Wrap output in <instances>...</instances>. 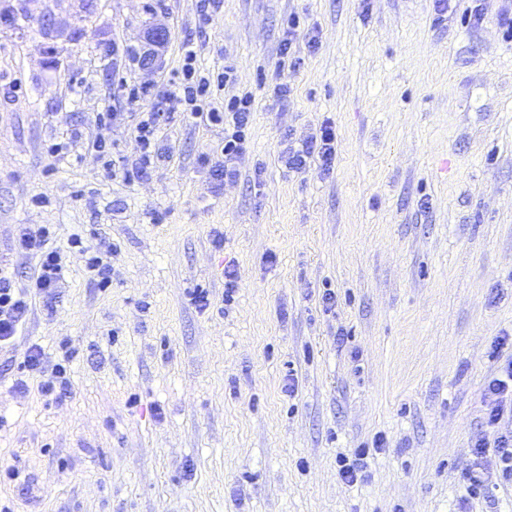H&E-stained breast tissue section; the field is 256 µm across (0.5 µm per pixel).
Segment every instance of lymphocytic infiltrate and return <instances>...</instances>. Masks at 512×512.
I'll list each match as a JSON object with an SVG mask.
<instances>
[{"label":"lymphocytic infiltrate","mask_w":512,"mask_h":512,"mask_svg":"<svg viewBox=\"0 0 512 512\" xmlns=\"http://www.w3.org/2000/svg\"><path fill=\"white\" fill-rule=\"evenodd\" d=\"M183 65L180 72L168 79L163 90L154 85L139 84L128 91L131 101L152 99V106L140 112L134 127V139L139 149L138 157L129 163H116L112 156V143L105 131L113 118L112 113H99L96 119L98 132L91 143L92 149L106 171H120L124 181L143 180L149 177L157 154L156 146L176 117L197 119L222 127L224 140L221 152L223 163L211 166L210 179L213 189H221L225 182L238 176L235 162L243 153L246 131L250 124L253 100L251 96H234L222 100L224 87L233 80L231 69H224L216 76L198 75L195 68L197 52L193 42L181 45ZM336 132L331 122H323L315 132L300 140L285 139L279 159L288 171L304 173L312 165L329 168L336 158ZM69 247L82 248L86 256V270L98 287L112 284V256L116 248L106 240L84 245L80 235L68 240ZM19 252L35 259L34 271L27 287H18L11 274L0 270V345L10 344L27 319L31 305L30 295H39L47 310H54L59 294L57 288L64 277V252L57 246L47 226L22 225L17 237ZM19 367L21 378L12 384L14 392L27 393L30 386L52 399L61 401L71 394V384L62 364H49L41 347L30 346ZM484 430L476 438L473 448L476 455L494 453L498 461V486H512V430L503 424L512 420V358L507 359L498 372L488 380L483 396Z\"/></svg>","instance_id":"f902f5d3"}]
</instances>
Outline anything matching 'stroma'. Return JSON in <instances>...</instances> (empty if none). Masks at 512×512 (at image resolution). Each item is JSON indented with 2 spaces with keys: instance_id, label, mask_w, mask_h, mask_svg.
<instances>
[{
  "instance_id": "1",
  "label": "stroma",
  "mask_w": 512,
  "mask_h": 512,
  "mask_svg": "<svg viewBox=\"0 0 512 512\" xmlns=\"http://www.w3.org/2000/svg\"><path fill=\"white\" fill-rule=\"evenodd\" d=\"M510 8L223 0L207 25L197 0H0V266L26 284L23 224L117 246L108 288L69 248L55 311L33 299L0 350V463L21 474L0 479V505L512 512V487L477 497L461 480L498 366L490 346L512 336V38L497 23ZM292 19L319 36L314 50L294 44V66L280 54ZM157 26L169 31L160 68L112 56ZM189 37L197 69L232 68L225 96L254 99L235 181L212 190L223 134L197 120L175 123L171 158L140 183L112 177L83 142L47 154L112 112L114 155L133 157L141 107L120 86L162 84ZM326 120L330 170L288 172L281 141ZM33 344L54 360L75 350L70 397L12 391ZM379 434L367 480L342 481L340 459Z\"/></svg>"
}]
</instances>
